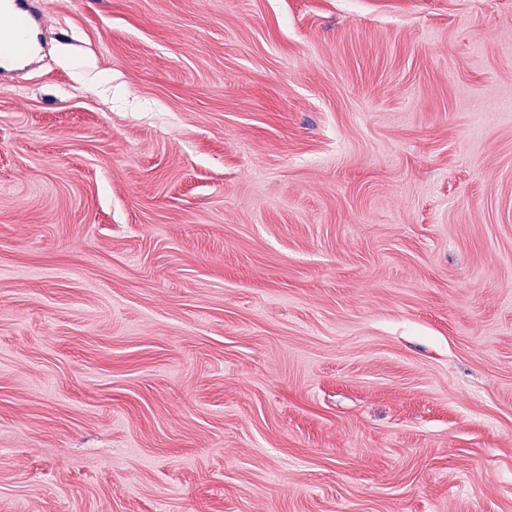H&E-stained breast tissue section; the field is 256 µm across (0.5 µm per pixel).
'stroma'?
<instances>
[{"mask_svg": "<svg viewBox=\"0 0 512 512\" xmlns=\"http://www.w3.org/2000/svg\"><path fill=\"white\" fill-rule=\"evenodd\" d=\"M45 2L0 512H512V0Z\"/></svg>", "mask_w": 512, "mask_h": 512, "instance_id": "stroma-1", "label": "stroma"}]
</instances>
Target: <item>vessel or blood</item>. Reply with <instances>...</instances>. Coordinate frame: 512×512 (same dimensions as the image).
I'll use <instances>...</instances> for the list:
<instances>
[{"label":"vessel or blood","instance_id":"vessel-or-blood-1","mask_svg":"<svg viewBox=\"0 0 512 512\" xmlns=\"http://www.w3.org/2000/svg\"><path fill=\"white\" fill-rule=\"evenodd\" d=\"M45 20L44 0H0V75L33 54L29 31Z\"/></svg>","mask_w":512,"mask_h":512}]
</instances>
